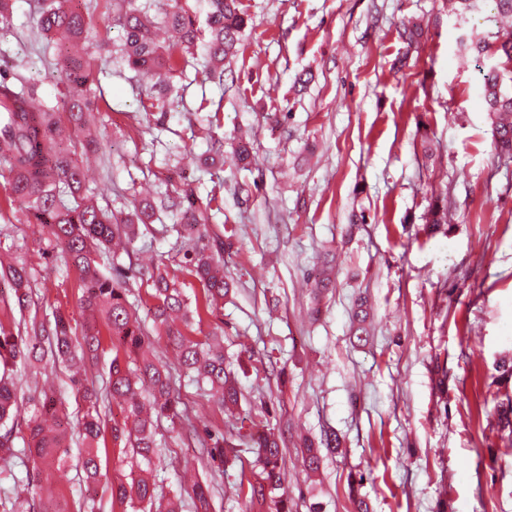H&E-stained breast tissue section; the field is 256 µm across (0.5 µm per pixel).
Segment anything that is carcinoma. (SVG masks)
Instances as JSON below:
<instances>
[{
	"label": "carcinoma",
	"instance_id": "carcinoma-1",
	"mask_svg": "<svg viewBox=\"0 0 512 512\" xmlns=\"http://www.w3.org/2000/svg\"><path fill=\"white\" fill-rule=\"evenodd\" d=\"M112 21L123 30L121 51L129 67L154 72L151 85L158 98L171 90V79L183 73L195 51H203L211 65L210 72L223 81L224 59L237 52V45L247 19L240 0H207L205 25H200L194 11L182 0H172L161 19L150 17L133 6L121 10ZM40 31L59 37L58 65L64 75L69 95L64 111L34 106L31 92L0 81V164L10 175L8 202L26 205L34 223L47 229L48 240L61 248L65 266L79 275V307L85 322L81 336L72 335L70 319L62 314L53 318L30 317L23 326L6 328L0 323V461L8 463L18 455L34 458L41 465L66 474L70 467L71 423L56 395L43 394L26 420L17 416L22 398L17 365L30 369H70L78 364L96 365L99 358L111 353L108 371L88 379V369L74 372L70 387L81 402L83 413L78 420L81 445L76 468L81 475L83 492L78 512H95L101 481L100 443L111 434L114 444L124 445L132 460L129 481L112 484V500L127 504L134 512H181L178 496L166 498L157 491L150 470L157 455L158 422L176 412L180 393L171 366L149 355L151 331L161 330L177 354L179 368L192 378L197 388L215 398L219 408L228 412L238 405L239 390L235 374L224 364V348L201 343L192 336L194 323L202 316H213L232 290L224 275V239L210 234L214 220L210 204H205L191 188L175 197L155 202L137 199L133 209L123 216L98 205L86 194V173L79 161V151L97 148L89 133L92 121L94 84L91 63L73 48L87 38L89 22L74 0H41L37 21ZM497 44L488 37L473 33L461 39V46L475 57L497 56L512 62V30L495 35ZM483 111L488 113L496 150L512 156V89L504 85V71L494 66L483 74L480 94ZM237 164L249 167L254 161L252 146L239 140L235 146ZM175 209L179 223L172 226L181 239L180 252L186 270L201 285L194 302L169 277L165 258L150 266L129 264L119 268V255L112 242H132L140 226L158 220L157 213ZM425 224L434 233L448 224V196L430 204ZM112 263L116 274L107 276L101 263ZM336 255H330L320 276L311 282L314 300L332 284L331 274ZM11 283L12 295L0 302L10 308L24 309L31 297V271L18 262L0 272ZM138 278L151 287L155 299L153 326L149 327L129 301V277ZM353 316L357 321L355 336L365 342L369 337L371 306L365 299L357 303ZM498 431L512 435V399L497 401ZM124 415L121 424L111 422L112 408ZM23 448L16 449V442ZM282 436L261 422L244 433L224 435L207 433L202 446L207 448L211 466L219 471L240 460V446L257 448L253 462L255 481L248 482L245 497L260 510L274 506L275 512H292L288 492L283 490L280 460ZM339 454L342 440L334 432L324 435L320 443L304 440L305 470L319 472L322 451ZM42 469H25L22 481L31 489V497L11 502L8 512H51L36 506ZM351 512H372L368 499L355 491V481L348 482ZM196 512H210L212 485H193Z\"/></svg>",
	"mask_w": 512,
	"mask_h": 512
}]
</instances>
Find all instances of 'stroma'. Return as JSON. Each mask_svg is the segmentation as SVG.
Returning a JSON list of instances; mask_svg holds the SVG:
<instances>
[{
  "label": "stroma",
  "mask_w": 512,
  "mask_h": 512,
  "mask_svg": "<svg viewBox=\"0 0 512 512\" xmlns=\"http://www.w3.org/2000/svg\"><path fill=\"white\" fill-rule=\"evenodd\" d=\"M248 25L215 83L197 55L166 100L168 119L145 117L146 81L121 55L112 0H79L98 91L99 144L88 189L113 212L141 188L154 195L195 188L213 199L216 232L232 229L224 271L234 282L220 313L197 334L219 336L236 362L241 399L226 416L194 386L180 390L190 418L163 419L151 470L165 496L195 512L189 469L214 486L212 512H248L235 492L241 475L215 473L188 424L235 431L242 418L268 420L283 435L282 474L295 512L310 500L348 512V479L374 512H512V440L500 436L487 388L512 398V379L493 384L492 362L512 350V158L496 156L478 104L484 61L460 46L489 31L448 0H240ZM37 0H13L0 22V74L23 79L37 98L62 105L55 40L36 25ZM425 35L407 50L401 21ZM312 76L304 93L293 82ZM280 115L271 126L266 117ZM252 129L251 170L225 161L205 172L213 143L231 152ZM455 207L447 231L428 234L424 214L442 192ZM0 168V255L33 273L32 299L10 324L61 312L81 329L78 275L66 270L41 225L20 203L5 204ZM365 223L351 225L355 214ZM175 216L162 212L132 244L134 257H170L187 296L200 291L175 253ZM336 253V286L311 319L307 277ZM373 307L366 345L351 335L354 301ZM448 371V399L433 388L434 365ZM331 429L342 454L326 456L309 481L298 442Z\"/></svg>",
  "instance_id": "obj_1"
}]
</instances>
